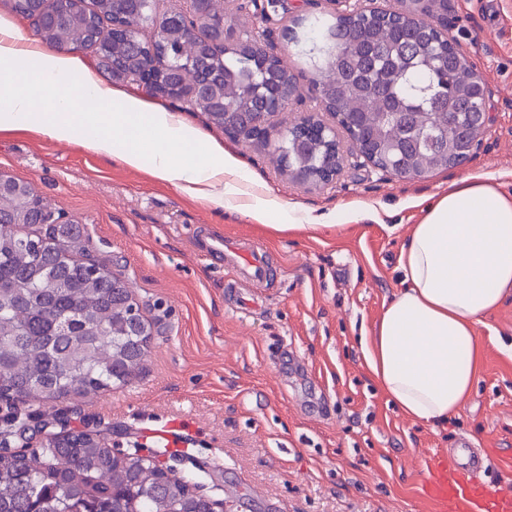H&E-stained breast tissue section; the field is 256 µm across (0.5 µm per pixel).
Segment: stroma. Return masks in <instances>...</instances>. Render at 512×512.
Returning a JSON list of instances; mask_svg holds the SVG:
<instances>
[{
	"label": "stroma",
	"mask_w": 512,
	"mask_h": 512,
	"mask_svg": "<svg viewBox=\"0 0 512 512\" xmlns=\"http://www.w3.org/2000/svg\"><path fill=\"white\" fill-rule=\"evenodd\" d=\"M264 43L295 77L300 95L284 121L321 110L312 74L284 31L340 0H282ZM448 36L487 89L491 121L464 165L401 178L363 162L341 137L336 180L295 181L261 144L224 136L204 113L163 97L160 105L251 171L262 190L323 215L325 226L278 232L233 208L190 198L77 144L0 132V172L28 182L52 209L78 222L92 256L129 282L153 323L146 369L95 396L32 401V420L54 413L69 427L104 434L121 451L189 423L187 446L162 454L234 512H424L423 459L461 444L512 449V301L482 317V372L459 415L426 426L404 417L370 374L362 337L402 287L400 248L422 217L420 203L449 183L480 176L512 191V0H447ZM245 238L269 254L272 285L249 288L195 247L200 232Z\"/></svg>",
	"instance_id": "stroma-1"
}]
</instances>
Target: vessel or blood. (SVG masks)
Here are the masks:
<instances>
[{"label":"vessel or blood","mask_w":512,"mask_h":512,"mask_svg":"<svg viewBox=\"0 0 512 512\" xmlns=\"http://www.w3.org/2000/svg\"><path fill=\"white\" fill-rule=\"evenodd\" d=\"M195 244L209 256L230 263L251 283L264 285L274 277L266 251L256 244L210 234L198 235ZM492 463V458L475 457L466 447L452 457H430L421 496L432 512H512V484L484 477Z\"/></svg>","instance_id":"vessel-or-blood-1"}]
</instances>
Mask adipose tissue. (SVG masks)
Masks as SVG:
<instances>
[{
	"instance_id": "adipose-tissue-1",
	"label": "adipose tissue",
	"mask_w": 512,
	"mask_h": 512,
	"mask_svg": "<svg viewBox=\"0 0 512 512\" xmlns=\"http://www.w3.org/2000/svg\"><path fill=\"white\" fill-rule=\"evenodd\" d=\"M97 107L81 108L85 97ZM25 130L190 185L220 207L251 174L163 107L101 84L81 58L24 42L0 24V131ZM403 288L384 305L366 365L406 417L458 414L483 348L475 327L512 300V193L467 176L433 198L399 256Z\"/></svg>"
}]
</instances>
